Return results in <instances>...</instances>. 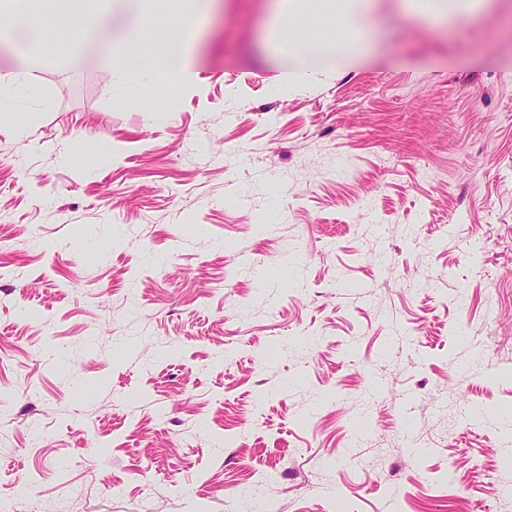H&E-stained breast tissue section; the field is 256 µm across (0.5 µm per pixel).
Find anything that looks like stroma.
Returning <instances> with one entry per match:
<instances>
[{"label":"stroma","mask_w":512,"mask_h":512,"mask_svg":"<svg viewBox=\"0 0 512 512\" xmlns=\"http://www.w3.org/2000/svg\"><path fill=\"white\" fill-rule=\"evenodd\" d=\"M408 7L0 18V512H512V0ZM190 76L188 44L185 37L165 40L158 45L146 80L136 71L127 72L125 75L127 81L140 83L150 90L157 84L177 83Z\"/></svg>","instance_id":"1"}]
</instances>
